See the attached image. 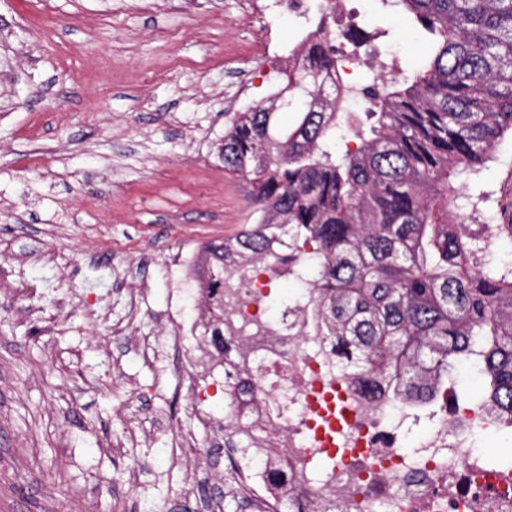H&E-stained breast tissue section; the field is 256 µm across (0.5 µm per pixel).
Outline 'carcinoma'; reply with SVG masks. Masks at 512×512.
<instances>
[{
	"label": "carcinoma",
	"instance_id": "cac0c4a2",
	"mask_svg": "<svg viewBox=\"0 0 512 512\" xmlns=\"http://www.w3.org/2000/svg\"><path fill=\"white\" fill-rule=\"evenodd\" d=\"M425 32L420 68L379 72L360 89L368 125L322 94L339 68L313 48L283 90L232 115L224 169L245 177L259 221L207 246L203 280L263 263L313 242L319 258L293 272L323 302L331 331L359 350L363 373L395 367L421 395L436 364L451 367L472 343L489 345L495 403L512 412V264L492 246L512 244V224L474 229L449 209L450 177L469 176L512 134V0H381ZM295 121L283 125L280 114ZM352 139L353 149L336 150Z\"/></svg>",
	"mask_w": 512,
	"mask_h": 512
}]
</instances>
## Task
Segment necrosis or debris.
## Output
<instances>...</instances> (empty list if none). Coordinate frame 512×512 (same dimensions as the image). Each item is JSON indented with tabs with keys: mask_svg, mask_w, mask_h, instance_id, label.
<instances>
[{
	"mask_svg": "<svg viewBox=\"0 0 512 512\" xmlns=\"http://www.w3.org/2000/svg\"><path fill=\"white\" fill-rule=\"evenodd\" d=\"M341 30L331 15L295 52L271 55L264 36L250 50L259 68L277 71L313 43L335 45L343 60L341 93L357 104L361 98L346 79L356 54ZM231 284L237 322L264 325V332L244 337L211 324L218 293L200 288L194 319L170 312L161 337L139 336L134 343L147 362L158 339L176 350L191 346L193 365L219 372L225 389L235 392L231 414L214 422L200 410L199 380L176 386L199 408V424L223 436L233 489L250 512H512V453L500 444L512 439V416L485 400L489 377L481 344L472 345L457 370L435 369L447 387L404 400L398 371L369 377L357 371L353 350L328 335L317 304L268 316L262 303L274 281L264 266L240 270ZM464 370L479 378L468 401L456 406ZM424 417L429 425L407 447L405 427ZM174 463L197 493L193 512H223V497L213 491V454H201L185 438Z\"/></svg>",
	"mask_w": 512,
	"mask_h": 512,
	"instance_id": "necrosis-or-debris-1",
	"label": "necrosis or debris"
}]
</instances>
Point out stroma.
<instances>
[{"mask_svg": "<svg viewBox=\"0 0 512 512\" xmlns=\"http://www.w3.org/2000/svg\"><path fill=\"white\" fill-rule=\"evenodd\" d=\"M0 0V512H181L176 432L218 443L174 397L167 344L145 364L137 333L165 323L168 258L257 223L245 180L219 157L229 111L268 98L249 44L278 50L319 22L277 0ZM376 50L415 57L421 33L378 0H342ZM467 224H512V136L470 176ZM123 380H115L113 362ZM173 415L163 429L153 411ZM136 429L133 446L113 440Z\"/></svg>", "mask_w": 512, "mask_h": 512, "instance_id": "35a3bbf8", "label": "stroma"}]
</instances>
